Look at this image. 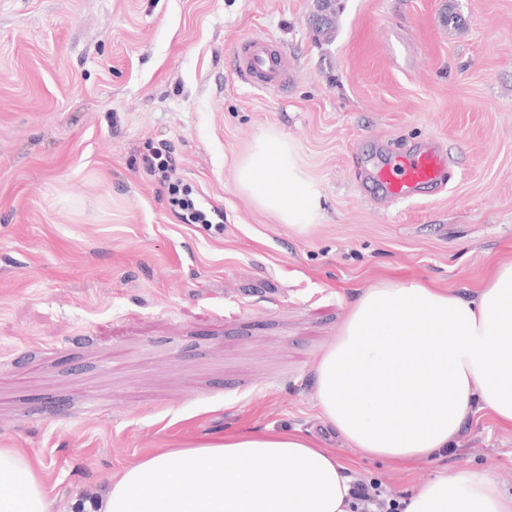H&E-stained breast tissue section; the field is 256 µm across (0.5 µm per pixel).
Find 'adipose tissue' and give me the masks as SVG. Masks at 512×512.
Wrapping results in <instances>:
<instances>
[{
    "label": "adipose tissue",
    "instance_id": "1",
    "mask_svg": "<svg viewBox=\"0 0 512 512\" xmlns=\"http://www.w3.org/2000/svg\"><path fill=\"white\" fill-rule=\"evenodd\" d=\"M237 185L298 232L321 211L314 181L288 143L260 137L237 165ZM320 423L372 460H436L463 427L512 422V254L468 296L440 284L380 279L356 290L336 336L313 361ZM345 464L305 436L240 429L126 465L68 512H356ZM402 512H512V487L463 467L408 489ZM43 465L0 448V512H52Z\"/></svg>",
    "mask_w": 512,
    "mask_h": 512
}]
</instances>
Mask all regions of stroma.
I'll return each instance as SVG.
<instances>
[{
    "instance_id": "1",
    "label": "stroma",
    "mask_w": 512,
    "mask_h": 512,
    "mask_svg": "<svg viewBox=\"0 0 512 512\" xmlns=\"http://www.w3.org/2000/svg\"><path fill=\"white\" fill-rule=\"evenodd\" d=\"M340 4L328 40L314 0H0V447L37 455L59 504L156 449L266 427L397 497L463 466L512 485L511 423L377 463L321 430L311 374L354 289H473L512 252V0ZM254 35L286 51L283 90L240 81ZM270 130L321 193L308 234L237 186ZM430 140L445 188L360 182ZM155 151L218 224L182 223Z\"/></svg>"
}]
</instances>
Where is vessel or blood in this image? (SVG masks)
<instances>
[{"instance_id": "obj_1", "label": "vessel or blood", "mask_w": 512, "mask_h": 512, "mask_svg": "<svg viewBox=\"0 0 512 512\" xmlns=\"http://www.w3.org/2000/svg\"><path fill=\"white\" fill-rule=\"evenodd\" d=\"M235 58L238 75L247 84L277 90L288 82V59L266 37L255 36L242 41ZM446 164L445 153L433 142L376 169L370 179L385 195L406 199L418 187L441 185Z\"/></svg>"}]
</instances>
